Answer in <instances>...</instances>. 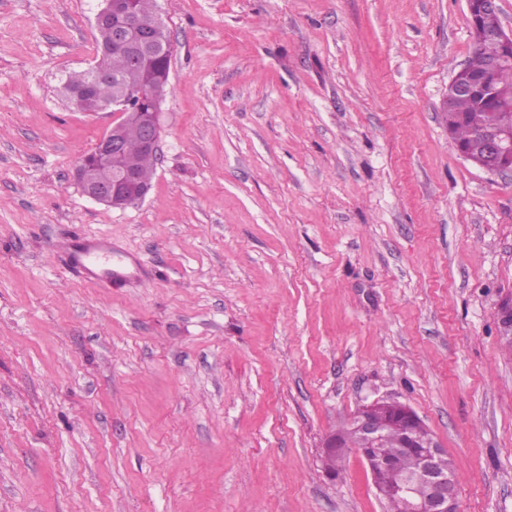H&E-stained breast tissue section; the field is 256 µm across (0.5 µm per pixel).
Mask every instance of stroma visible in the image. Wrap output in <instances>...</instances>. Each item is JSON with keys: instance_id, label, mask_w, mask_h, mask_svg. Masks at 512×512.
<instances>
[{"instance_id": "stroma-1", "label": "stroma", "mask_w": 512, "mask_h": 512, "mask_svg": "<svg viewBox=\"0 0 512 512\" xmlns=\"http://www.w3.org/2000/svg\"><path fill=\"white\" fill-rule=\"evenodd\" d=\"M158 166L82 194L117 114L77 112L100 0H0V512H385L356 451L375 399L448 452L461 512H512V173L453 148L466 0H158ZM105 235L142 276L74 278Z\"/></svg>"}]
</instances>
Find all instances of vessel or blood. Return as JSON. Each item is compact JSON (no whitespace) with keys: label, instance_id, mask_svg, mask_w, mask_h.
Masks as SVG:
<instances>
[{"label":"vessel or blood","instance_id":"b4317fda","mask_svg":"<svg viewBox=\"0 0 512 512\" xmlns=\"http://www.w3.org/2000/svg\"><path fill=\"white\" fill-rule=\"evenodd\" d=\"M64 252L71 270L84 281L112 282L128 275L130 263L127 256L113 251L112 242L107 237H67Z\"/></svg>","mask_w":512,"mask_h":512}]
</instances>
